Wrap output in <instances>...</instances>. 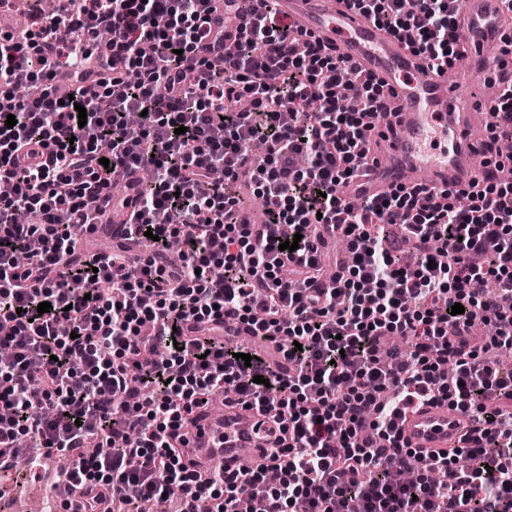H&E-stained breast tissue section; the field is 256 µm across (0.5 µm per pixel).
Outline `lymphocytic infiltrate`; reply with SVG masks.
Masks as SVG:
<instances>
[{
	"mask_svg": "<svg viewBox=\"0 0 512 512\" xmlns=\"http://www.w3.org/2000/svg\"><path fill=\"white\" fill-rule=\"evenodd\" d=\"M266 2L255 13L246 0H57L26 40L0 31V180L12 185L0 197V455L32 468L29 449L68 456L55 481L78 493L77 512L174 489L181 512H238L244 499L258 512H512V369L499 361L512 349V177L439 202L427 185L398 187L352 208L340 188L366 162L382 88L319 41L289 38ZM352 2L431 71L458 58L454 0ZM507 66L486 145L499 170V141L512 138ZM341 72L357 111L336 94ZM22 79L37 93L17 95ZM312 97L321 107L305 111ZM119 176L122 239L83 246ZM248 193L265 204L261 221L245 213ZM284 224L302 236L295 251L282 248ZM391 224L414 243V266ZM336 236L354 261L316 287ZM143 243L146 261H130ZM228 317L254 328L249 360L224 337ZM478 320L494 332L474 346ZM392 335L405 347H387ZM149 346L164 360L143 362ZM215 391L274 433L269 465L197 474L183 431ZM35 397L48 416H33ZM433 402L478 425L460 454L403 480L412 452L398 421Z\"/></svg>",
	"mask_w": 512,
	"mask_h": 512,
	"instance_id": "1",
	"label": "lymphocytic infiltrate"
}]
</instances>
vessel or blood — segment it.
<instances>
[{
	"mask_svg": "<svg viewBox=\"0 0 512 512\" xmlns=\"http://www.w3.org/2000/svg\"><path fill=\"white\" fill-rule=\"evenodd\" d=\"M292 37L310 35L335 45L357 70L384 86L387 112L369 119L371 151L350 187L352 196L373 198L392 184L413 185L428 173L432 194L448 185L469 186L483 174L481 150L491 121L489 94L466 73L453 79L422 69L405 42L391 37L356 12L349 0H278ZM459 48L473 57L493 56L512 15L501 0H457ZM467 417L432 403L400 422L402 444L427 458L452 450ZM268 432L240 406L226 403L219 417L189 427L186 438L198 462L219 459L230 469L254 465L250 448L265 444Z\"/></svg>",
	"mask_w": 512,
	"mask_h": 512,
	"instance_id": "obj_1",
	"label": "vessel or blood"
}]
</instances>
